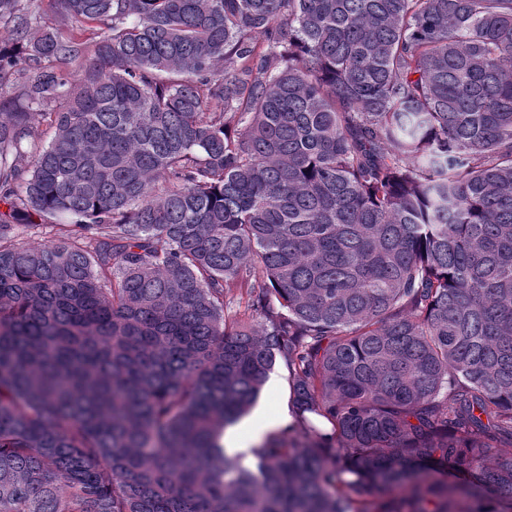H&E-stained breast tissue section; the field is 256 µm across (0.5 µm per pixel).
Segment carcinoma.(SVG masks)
<instances>
[{
  "instance_id": "carcinoma-1",
  "label": "carcinoma",
  "mask_w": 512,
  "mask_h": 512,
  "mask_svg": "<svg viewBox=\"0 0 512 512\" xmlns=\"http://www.w3.org/2000/svg\"><path fill=\"white\" fill-rule=\"evenodd\" d=\"M59 2L0 0V512H512V0ZM30 11L36 14L39 26L51 28L63 36L73 33L80 41L88 45L94 44L98 40L100 27L95 24H85L83 27H77L64 14L58 0H28ZM290 403V392L288 386V371L283 363L277 365L263 389L262 395L251 413L238 423L235 430L243 433L248 439L250 434L258 427L281 414H288L283 417L282 422H288L284 427L293 422V415ZM292 423L291 425H293ZM290 425V426H291Z\"/></svg>"
}]
</instances>
